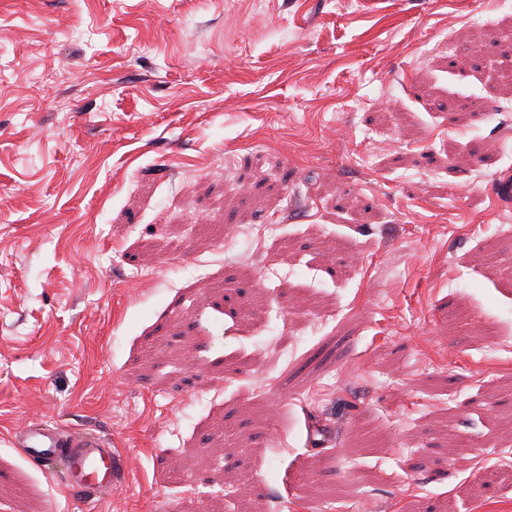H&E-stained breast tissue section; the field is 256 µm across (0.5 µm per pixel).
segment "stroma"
<instances>
[{
  "mask_svg": "<svg viewBox=\"0 0 512 512\" xmlns=\"http://www.w3.org/2000/svg\"><path fill=\"white\" fill-rule=\"evenodd\" d=\"M511 73L512 0H0V512H512ZM17 447L36 466L54 469L63 465L69 471V484L86 493L124 485L132 468V459L117 448H108L93 432L63 435L47 424L25 426Z\"/></svg>",
  "mask_w": 512,
  "mask_h": 512,
  "instance_id": "1",
  "label": "stroma"
}]
</instances>
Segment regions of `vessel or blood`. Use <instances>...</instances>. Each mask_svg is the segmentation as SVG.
Segmentation results:
<instances>
[{
  "label": "vessel or blood",
  "instance_id": "1",
  "mask_svg": "<svg viewBox=\"0 0 512 512\" xmlns=\"http://www.w3.org/2000/svg\"><path fill=\"white\" fill-rule=\"evenodd\" d=\"M17 446L36 466H65L70 485L86 493L121 487L132 468L130 456L107 447L93 432L65 435L47 424H32L20 431Z\"/></svg>",
  "mask_w": 512,
  "mask_h": 512
}]
</instances>
